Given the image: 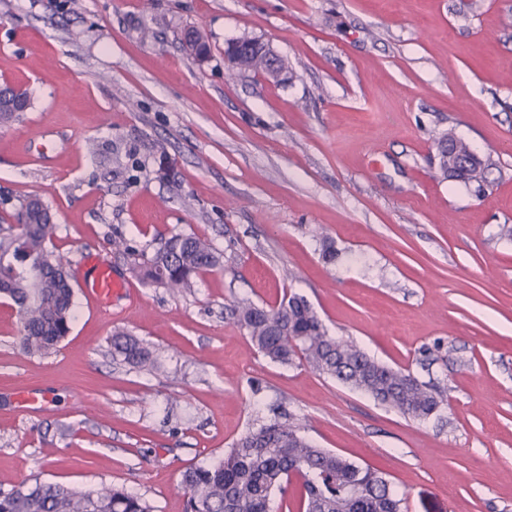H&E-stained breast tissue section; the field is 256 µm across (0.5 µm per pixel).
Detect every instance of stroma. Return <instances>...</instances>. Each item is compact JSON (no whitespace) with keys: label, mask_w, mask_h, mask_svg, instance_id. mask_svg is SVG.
I'll use <instances>...</instances> for the list:
<instances>
[{"label":"stroma","mask_w":512,"mask_h":512,"mask_svg":"<svg viewBox=\"0 0 512 512\" xmlns=\"http://www.w3.org/2000/svg\"><path fill=\"white\" fill-rule=\"evenodd\" d=\"M240 38L285 60L282 81L228 73ZM5 83L30 105L0 128V224L40 198L79 296L45 356L19 351L0 296L1 493L116 484L184 512L183 471L277 412L386 473L402 512H512V0H0ZM448 132L487 159L482 188L440 175ZM175 234L223 254L180 295L131 267ZM90 252L135 303L88 304ZM294 292L436 388L438 415L271 362L227 318ZM117 328L152 347L153 372L113 362Z\"/></svg>","instance_id":"1"}]
</instances>
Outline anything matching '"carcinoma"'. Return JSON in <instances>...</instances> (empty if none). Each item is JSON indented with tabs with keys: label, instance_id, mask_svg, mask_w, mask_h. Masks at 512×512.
<instances>
[{
	"label": "carcinoma",
	"instance_id": "1",
	"mask_svg": "<svg viewBox=\"0 0 512 512\" xmlns=\"http://www.w3.org/2000/svg\"><path fill=\"white\" fill-rule=\"evenodd\" d=\"M184 40L198 57L207 55L200 30H186ZM448 143L471 159V168L456 179L480 185L486 162L451 133L439 140L441 146ZM13 209L16 223L0 225V293L17 309L19 350L28 356L48 355L67 336L75 315L71 261L52 246L54 224L42 201L19 199ZM133 256L134 269L145 280L174 293L194 288L196 280L222 260L210 241L195 234H175L162 239L152 252ZM227 311L259 352L274 362L292 366L300 361L413 420L430 419L444 402L410 372L384 365L330 335L302 295L293 293L273 306L240 300ZM111 346L116 361L141 371L156 367L152 349L124 330L113 332ZM294 476L301 489L293 499L297 512L401 510L402 499L384 473L313 445L300 425L275 416L243 433L218 462L183 472L186 512H271L274 493L287 496ZM0 512H154V506L114 485L85 492L37 483L0 494Z\"/></svg>",
	"mask_w": 512,
	"mask_h": 512
}]
</instances>
